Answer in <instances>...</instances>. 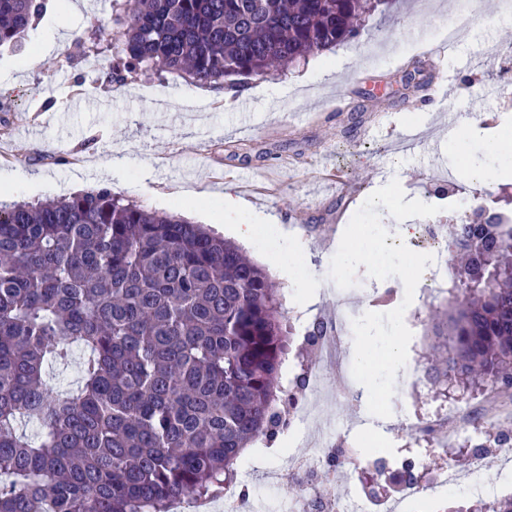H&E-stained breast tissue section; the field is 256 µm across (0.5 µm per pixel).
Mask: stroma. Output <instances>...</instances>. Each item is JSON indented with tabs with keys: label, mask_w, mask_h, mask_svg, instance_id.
Listing matches in <instances>:
<instances>
[{
	"label": "stroma",
	"mask_w": 512,
	"mask_h": 512,
	"mask_svg": "<svg viewBox=\"0 0 512 512\" xmlns=\"http://www.w3.org/2000/svg\"><path fill=\"white\" fill-rule=\"evenodd\" d=\"M455 0H393L366 19L349 43L310 56L300 65L212 88L202 106L190 105L192 89L178 76L148 72L128 75L124 84L99 81L101 70L118 61L112 36L119 30L112 0H82L76 13L50 0L36 26L18 46L0 47V96L11 112L0 123V174H37L40 190L32 202L73 195L79 172L123 150L127 164L113 175V192L160 213L224 230L223 196L232 189L248 204L242 220L271 215L285 245L299 244L297 263L245 244L248 256L280 285L296 329L330 312L352 310L354 317L378 311L377 293L395 289L401 304L405 289L395 276L371 281L365 269L356 278L373 282L370 295L342 297L328 273L342 234L355 211L377 188L399 180L403 191L422 206L421 224L448 228L462 211L487 207L512 214L502 200L504 179L471 184L453 150L443 111L462 115L461 127L480 124L512 129V15L500 0H481L466 18L470 41H457L441 62L424 54L439 25L454 13ZM422 61L437 97L423 99L401 82L412 61ZM95 98L93 112H74L72 99ZM250 108H242V100ZM360 107L351 122L352 107ZM431 282L404 314L412 333L408 354L423 359L430 339L427 315L444 296ZM392 424L379 435L381 449L418 470L435 473L441 465L464 473V454L473 437L512 434V393L449 389L435 394L427 372L418 383L395 380ZM468 399L471 425L452 423L436 443L409 427L437 407ZM343 419L346 447L363 448L374 434L364 402L324 404L320 420ZM315 433L291 425L272 440H260L239 461L249 495L262 489L280 499L296 497L288 478L290 458L312 452ZM478 499L459 493L419 492L402 498L399 512H445L477 507Z\"/></svg>",
	"instance_id": "stroma-1"
}]
</instances>
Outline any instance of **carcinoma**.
I'll list each match as a JSON object with an SVG mask.
<instances>
[{"label": "carcinoma", "mask_w": 512, "mask_h": 512, "mask_svg": "<svg viewBox=\"0 0 512 512\" xmlns=\"http://www.w3.org/2000/svg\"><path fill=\"white\" fill-rule=\"evenodd\" d=\"M381 2L112 0L127 18L122 64L100 80L264 76L352 39ZM44 9L0 0V47ZM511 223L452 225L462 264L427 323L444 392L512 387ZM328 324L315 320L306 346ZM292 336L267 270L200 224L107 188L0 206V512H171L236 489L244 450L287 429L307 388L306 369L280 384ZM75 343L80 379L64 391L48 368ZM457 512H512V497Z\"/></svg>", "instance_id": "cac0c4a2"}]
</instances>
